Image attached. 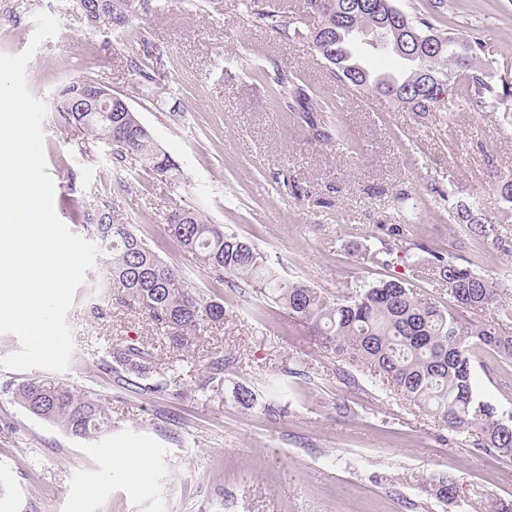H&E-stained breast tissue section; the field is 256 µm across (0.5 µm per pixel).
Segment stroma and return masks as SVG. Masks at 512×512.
<instances>
[{
  "label": "stroma",
  "mask_w": 512,
  "mask_h": 512,
  "mask_svg": "<svg viewBox=\"0 0 512 512\" xmlns=\"http://www.w3.org/2000/svg\"><path fill=\"white\" fill-rule=\"evenodd\" d=\"M272 2L154 0L131 18L142 38L130 41L108 17L88 22L73 0H0V13L23 19L0 27V53L29 46L36 13L60 23L27 65L33 96L52 103L73 80L110 86L183 174L177 182L147 176L136 157L115 159L101 144L82 155L77 135L48 111L45 157L58 217L84 236L75 205L92 209L108 198L115 222L138 225L156 254L181 269L186 287L225 308L223 323L201 327L184 361H175L146 315L116 305L104 286L108 254L100 252L66 316L67 370L0 367V512H498L512 504V461L476 451L478 430L448 431L278 305L214 288L168 232L170 207L193 208L254 244L284 279L342 297L398 277L450 309L447 284L413 268L442 254L474 266L498 293L492 305L465 313V326L496 324L512 334V210L497 189L512 177V99L477 112L464 104L414 112L354 92L334 82L308 40L314 19L305 0H282L297 18L285 38L258 18ZM443 13L450 27L480 32L497 61L488 82L512 84V0H443ZM258 65L267 79H253ZM281 67L342 102L354 151L307 138L288 113L272 109L270 75ZM406 197L418 205L417 220L396 241L395 207ZM475 201L491 222L485 238L450 216ZM382 239L393 243L385 264L367 262ZM97 307L109 317L94 319ZM130 338L150 344L155 364L176 362L181 394H137L93 365V351ZM217 352L235 360L224 391L198 396ZM473 366L478 393L512 407V360L481 351ZM31 378L91 391L106 403L110 428L82 439L29 413L13 390ZM238 383L252 389L251 407L234 401ZM273 400L282 408L276 417L267 412ZM442 478L456 487L446 502L431 493Z\"/></svg>",
  "instance_id": "obj_1"
}]
</instances>
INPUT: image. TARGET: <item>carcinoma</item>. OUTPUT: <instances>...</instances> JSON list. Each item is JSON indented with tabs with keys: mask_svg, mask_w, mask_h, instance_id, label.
<instances>
[{
	"mask_svg": "<svg viewBox=\"0 0 512 512\" xmlns=\"http://www.w3.org/2000/svg\"><path fill=\"white\" fill-rule=\"evenodd\" d=\"M133 2V9L112 7V22L123 28L130 18L149 9L151 0ZM307 10L318 22L309 38L318 55L330 65L337 82L358 92L375 91L394 99L413 112H445L464 101L484 107L497 95L484 79L494 61L485 56L484 42L469 32L441 28L444 21L430 7L406 13L395 0H306ZM261 22L283 38L293 24L288 12L270 8ZM388 21L410 31V38L433 33L443 43L439 52L415 58L398 50L411 64L400 79L372 75L355 63V54L387 49L378 35L369 32ZM79 81L66 83L57 93L54 107L64 127L87 135L111 148L118 157L135 155L142 170L175 181L179 169L154 142L135 112H68ZM276 109L293 113L319 141L344 149L353 141L339 123V104L296 73L282 74L271 95ZM456 218L466 223L473 237L484 238L490 221L479 205H463ZM93 238L109 253V285L116 300L147 314L154 335L172 351L186 350L189 337L204 323L224 322V303L201 296L183 285L179 269L162 260L134 224H116L109 205L87 214ZM170 235L183 250L195 255L215 287H251L249 296L270 299L292 317L314 324L325 344L349 364L369 371L407 400L422 406L452 432L479 428L483 438L476 450L512 459V411L503 412L482 399L476 390L472 352L488 350L512 359V335L494 325L468 330L456 314L418 297L399 278L364 284L349 296L331 298L318 288L279 276L268 258L221 224H212L194 209L174 206L166 215ZM421 273L448 284L456 307L482 310L497 301L493 283L469 267L437 257L432 264H416ZM112 361L95 356L96 366L117 376L135 375L144 383H132L136 391L153 394L177 390L171 372L176 364L158 371L149 345L130 339L112 349ZM232 361L222 355L208 361V376L197 385L207 397L224 381ZM19 403L31 414L59 425L79 438L96 436L110 427L104 406L91 392L67 384H48L31 379L15 390Z\"/></svg>",
	"mask_w": 512,
	"mask_h": 512,
	"instance_id": "1",
	"label": "carcinoma"
}]
</instances>
